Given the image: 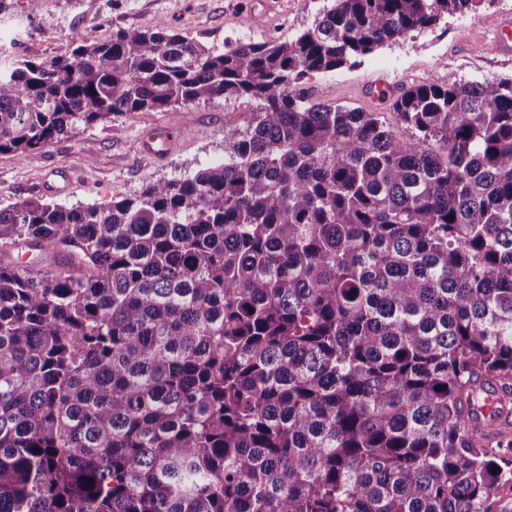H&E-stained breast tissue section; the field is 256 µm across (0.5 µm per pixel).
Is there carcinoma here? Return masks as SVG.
Masks as SVG:
<instances>
[{"instance_id": "cac0c4a2", "label": "carcinoma", "mask_w": 512, "mask_h": 512, "mask_svg": "<svg viewBox=\"0 0 512 512\" xmlns=\"http://www.w3.org/2000/svg\"><path fill=\"white\" fill-rule=\"evenodd\" d=\"M484 0H332L290 42L79 32L0 66V153L256 102L224 161L0 208V512H494L512 433V82L301 85ZM31 251L54 269L19 265Z\"/></svg>"}]
</instances>
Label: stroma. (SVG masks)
<instances>
[{
  "label": "stroma",
  "mask_w": 512,
  "mask_h": 512,
  "mask_svg": "<svg viewBox=\"0 0 512 512\" xmlns=\"http://www.w3.org/2000/svg\"><path fill=\"white\" fill-rule=\"evenodd\" d=\"M327 0H282L265 9L261 0H14L0 14V33L12 41V58L28 53L52 59L69 55L72 32L105 41L113 29L181 32L207 46L227 40L289 41L311 27ZM512 18V0H485L477 12L448 18L363 56L351 68L311 73L303 81L313 99L388 112L387 100L370 89L387 81L396 87L429 84L448 75L465 80H512V55L493 47L490 23ZM247 99L202 100L164 111L115 114L47 144L35 161L0 154V208L18 196H39L64 207L133 197L149 181L181 178L224 159V138L242 129L253 109ZM155 128L178 130L162 155L142 154L140 141ZM67 172L61 190L47 180Z\"/></svg>",
  "instance_id": "35a3bbf8"
}]
</instances>
